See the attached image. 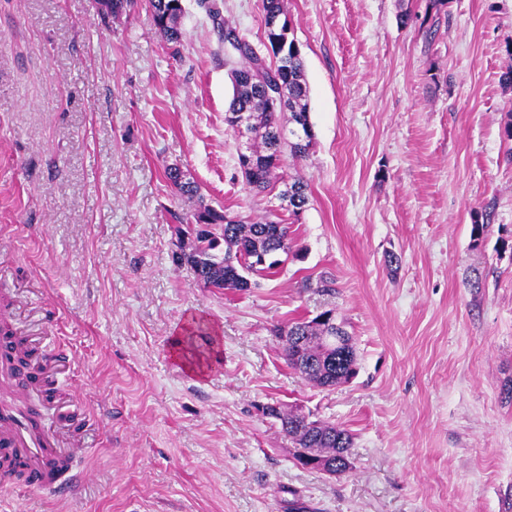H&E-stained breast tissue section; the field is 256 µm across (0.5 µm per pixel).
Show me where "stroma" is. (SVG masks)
<instances>
[{"instance_id": "35a3bbf8", "label": "stroma", "mask_w": 512, "mask_h": 512, "mask_svg": "<svg viewBox=\"0 0 512 512\" xmlns=\"http://www.w3.org/2000/svg\"><path fill=\"white\" fill-rule=\"evenodd\" d=\"M215 2L182 0L175 46L148 0L114 20L0 0V289L74 354L94 418L90 481L0 491V512H512V0H284L315 133L284 167L308 186L296 219L248 191L224 121L220 28L261 46V0ZM173 165L206 205L292 226L277 275L218 290L176 263L198 202ZM326 310L358 360L333 388L274 334ZM198 319L217 342L193 373L170 350ZM267 404L347 429L351 470L298 464Z\"/></svg>"}]
</instances>
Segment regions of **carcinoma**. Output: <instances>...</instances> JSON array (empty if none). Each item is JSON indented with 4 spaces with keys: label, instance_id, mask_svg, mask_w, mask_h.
Listing matches in <instances>:
<instances>
[{
    "label": "carcinoma",
    "instance_id": "1",
    "mask_svg": "<svg viewBox=\"0 0 512 512\" xmlns=\"http://www.w3.org/2000/svg\"><path fill=\"white\" fill-rule=\"evenodd\" d=\"M182 0H149L153 19L167 42L179 43ZM104 16L119 17L134 5V0H98ZM265 16H281V27L265 29L264 47L260 54L251 43L233 28L224 29V45L241 59L230 71L233 87L230 112H246L251 119V143L248 157L238 158L247 184L264 192L273 189L283 168L284 151L295 159L305 157L313 146L314 134L307 135L302 146H284L285 133L279 115L288 113V123L294 125L290 135L312 129L307 79L301 53L283 51L290 46L291 28L284 18L283 0H262ZM166 177L176 192L188 199H197L194 223L177 224L178 240L188 239L180 247L175 260L187 265L196 280L207 288L245 291L252 276H271L284 263L278 258L288 254L293 237L290 226L269 216L248 222L239 216L218 211L203 204L200 187L178 167H169ZM279 198L288 202L293 215L303 211L308 203L307 185L299 178L285 183ZM283 355L288 365L303 379L322 388H332L349 382L356 374L357 354L351 336L336 322H291L278 329ZM328 336H339L342 345L329 344ZM271 417L297 445L296 458L317 463L320 470L346 473L352 468L351 433L333 423L312 420L280 406L272 408Z\"/></svg>",
    "mask_w": 512,
    "mask_h": 512
}]
</instances>
